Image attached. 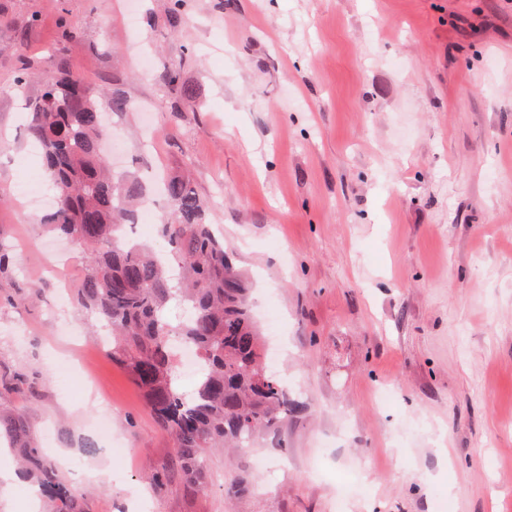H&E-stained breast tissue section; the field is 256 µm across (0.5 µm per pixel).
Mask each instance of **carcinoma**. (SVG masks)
Listing matches in <instances>:
<instances>
[{
	"label": "carcinoma",
	"mask_w": 512,
	"mask_h": 512,
	"mask_svg": "<svg viewBox=\"0 0 512 512\" xmlns=\"http://www.w3.org/2000/svg\"><path fill=\"white\" fill-rule=\"evenodd\" d=\"M32 136L56 191L50 228L71 240L86 274L77 299L112 327V359L144 392L147 405L172 439L175 463L189 486L203 481L208 448L241 447V438L271 429L295 411L286 388L267 373L264 341L247 303L248 284L206 222V204L189 181L171 176L158 224L164 250L124 242L125 224L147 197L137 179H116L100 151L111 136L98 100L78 76L51 73L33 103ZM179 264L173 285L166 256ZM173 298L191 306L178 326L164 319ZM173 336L193 345L205 375L192 395L176 387ZM27 473L35 476L55 512H82L79 494L61 480L38 448L22 415L0 419Z\"/></svg>",
	"instance_id": "cac0c4a2"
}]
</instances>
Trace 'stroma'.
I'll return each mask as SVG.
<instances>
[{
    "label": "stroma",
    "instance_id": "1",
    "mask_svg": "<svg viewBox=\"0 0 512 512\" xmlns=\"http://www.w3.org/2000/svg\"><path fill=\"white\" fill-rule=\"evenodd\" d=\"M123 2L0 0L27 48H0V415L24 414L84 512H512V0H188L176 27L170 0L132 24ZM57 59L153 109L148 131L113 115L116 172L187 179L256 318L276 304L300 407L252 453L208 450L202 486L149 487L171 440L75 300L80 253L19 206L28 176L49 188L30 105ZM96 399L129 459L102 452ZM33 498L52 512L0 482V512Z\"/></svg>",
    "mask_w": 512,
    "mask_h": 512
}]
</instances>
